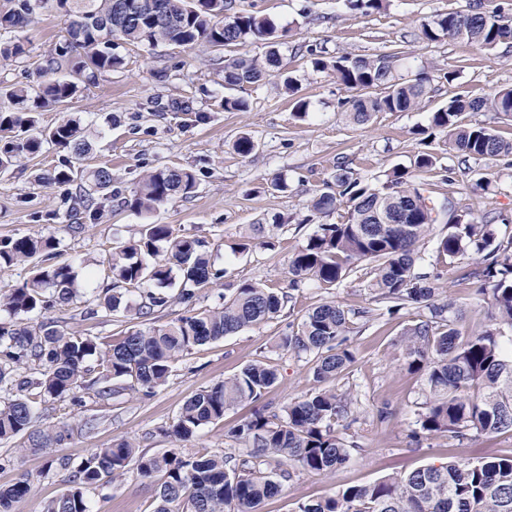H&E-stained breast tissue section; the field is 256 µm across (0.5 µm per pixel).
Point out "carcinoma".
Listing matches in <instances>:
<instances>
[{
	"label": "carcinoma",
	"mask_w": 512,
	"mask_h": 512,
	"mask_svg": "<svg viewBox=\"0 0 512 512\" xmlns=\"http://www.w3.org/2000/svg\"><path fill=\"white\" fill-rule=\"evenodd\" d=\"M141 3L137 20L125 17L127 3ZM63 20L64 34L51 47L36 79L8 84L0 80V173L52 145L76 158L90 151L79 123L64 117L43 128L36 114L59 108L83 87L112 73L122 64L113 53L116 41L129 45L163 43L197 52L262 41L280 43V31L258 13L228 14L232 0H43ZM35 22L32 0H0V69L26 54L21 33ZM421 39L437 42L462 39L490 50L512 42V13L498 5L468 6L421 23ZM312 66L336 79L349 96L339 108L355 124L367 123L377 112H405L424 104L432 92L428 77L396 78L399 56L368 58L342 54L324 57L310 51ZM276 74L294 97L297 112L307 114V101L297 97L293 77H283L275 51L264 60L241 56L224 64V84L241 87ZM466 112H495L512 117V88L488 97L451 98L431 112V128L448 136L461 163L512 156L507 140L484 126L463 123ZM38 181L66 191L69 217L78 224L83 213L102 218L92 191L112 186V168L55 169ZM196 187L192 171L160 166L148 171L122 206L148 214ZM452 211L447 235L437 252L453 260L469 250L483 256L475 268L461 269L459 279L476 280L487 297L488 323L478 334H465L450 317L439 276L416 271L419 244L431 235L438 209L412 182V172L395 166L375 183L355 177L344 162L315 189L307 209L338 214L334 224H319L291 257L288 282L269 288L242 282L213 310L182 315L162 325L130 329L109 343L66 333L54 320L32 327L22 316L36 310L68 305L79 294L77 274L69 263L54 261L51 238L18 237L0 241V270L31 262V277L0 295V441L27 440L31 448H51L64 432L36 424L27 397L40 389L43 398L78 401L75 391L95 374L97 398L107 402L119 393L110 382L129 380L131 390L155 393L171 373L172 363L195 346L236 334L275 318L294 292L308 281L325 289L340 285L362 264L371 266L366 288L387 312L402 308L428 311L407 330L404 359L411 371L426 375L429 401L416 420L414 438L440 436L463 442L470 432L494 435L512 430V353L500 337L512 330V240H496L484 217ZM112 280L103 298L87 301L84 314L103 308L127 311L129 287L145 288L151 307L164 308L171 296L162 292L180 280L178 299L192 301L205 289L224 283V268L211 260L207 242L176 236L168 224H145L139 236L112 248L107 258ZM368 308L348 311L333 302L309 310L298 329L283 336L279 348L314 358L313 381L318 388L294 400L283 414L256 411L232 428L226 438L247 449V457L212 454L196 457L173 448L148 454L128 440L97 449L73 475L70 488L50 501L46 512H89L87 493L103 482L122 478L130 462L139 474L160 481L155 512H259V505L279 491V479L290 478L288 467L328 475L350 458V446L333 424L348 418L352 400L331 386L355 361L347 345L350 315L365 317ZM277 379L276 370L255 360L238 373L207 387L181 406L165 434L177 441L191 439L199 429L224 419L231 407L256 401ZM30 492L26 481L0 488V512ZM295 512H512V455L490 459H458L427 465L409 473L388 475L376 482L348 487L333 496L298 503Z\"/></svg>",
	"instance_id": "obj_1"
}]
</instances>
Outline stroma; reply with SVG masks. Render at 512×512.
Wrapping results in <instances>:
<instances>
[{"mask_svg":"<svg viewBox=\"0 0 512 512\" xmlns=\"http://www.w3.org/2000/svg\"><path fill=\"white\" fill-rule=\"evenodd\" d=\"M470 0H387L378 11L362 14L347 0H235L239 12H260L284 30L278 51L289 75L295 78L308 114L298 118L294 103L277 85L276 78L246 86L248 111H227L221 105L232 96L221 70L227 60L248 55L264 58L262 43L229 46L221 52L198 55L162 44L120 45L124 64L97 84L87 86L68 105L81 126L93 130L92 152L80 159L54 147L43 148L10 173L0 176V240L51 237L58 261L71 263L79 274L86 297L102 288L109 273L105 259L116 242L125 241L142 224H168L176 235L205 239L216 264L224 267L230 283L243 280L278 285L288 276L293 253L305 244L318 224L336 223V216L310 215L306 204L316 186L347 162L356 177L371 182L394 166L412 167L422 151L437 159L435 171L419 175L426 196L434 201L453 199L459 209L492 217L498 240L512 239V162L486 159L464 171L446 136L433 132L422 142L419 132L429 126V108L406 112H379L364 125L347 122L338 108L346 92L311 64L312 53L336 56L349 53L374 57L396 52L400 75L429 76L434 103L453 97L469 99L512 87V46L483 50L461 40L426 42L418 38L422 20L465 10ZM63 22L57 12L42 9L33 25L21 34L27 56L11 71L13 81L34 79L45 51L58 41ZM171 69L172 81L163 83L157 70ZM453 80H446V73ZM243 134L256 142L249 156L237 154L234 143ZM72 169L108 166L112 189L130 195L148 169L167 165L192 170L196 188L188 197L176 198L150 215L113 209L99 221L84 219L75 227L67 217V203L59 189L38 183L37 174L61 163ZM490 174L487 189L476 188L480 174ZM283 179L287 190H273ZM279 218L272 244L237 253L233 244L250 225ZM445 225L420 246L423 270L437 268L464 330H481L488 305L474 284L458 280L456 268L473 262L464 253L455 262L438 256L436 238ZM365 270L326 290L306 283L280 315L237 334L193 348L172 364L167 383L151 398L127 393L102 404L93 391L78 390L79 404L53 407L35 398L33 411L40 423L68 429L69 437L57 447L42 451L21 448L18 441L0 442V486L27 481L30 493L15 502L11 512H42L45 504L67 490L77 466L96 449L128 439L149 453L172 448L164 435L182 404L199 390L237 373L260 359L278 374L275 385L258 401L227 410L223 420L205 426L189 441L184 452L198 456L230 452L224 435L254 410H279L313 389L311 356L276 349L275 343L289 326L300 323L311 308L332 301L354 310L348 345L355 361L335 382L338 392L349 393L356 418L345 439L353 448L349 461L329 476L292 469L288 482L262 504L261 512H294L301 501L334 495L350 486L365 485L395 473L455 459L496 457L512 451V431L491 437H471L463 445L445 437L413 441L410 432L426 401L425 377L408 370L402 354L407 327L418 312L412 308L388 314L377 310L365 287ZM173 303L144 318L99 311L92 319L81 315L84 299L49 311L36 310L25 323L54 319L68 332L109 342L139 324H164L182 314L177 288H169ZM371 309L368 317L358 316ZM158 482L128 469L122 480L98 486L88 494L90 512H154Z\"/></svg>","mask_w":512,"mask_h":512,"instance_id":"35a3bbf8","label":"stroma"}]
</instances>
